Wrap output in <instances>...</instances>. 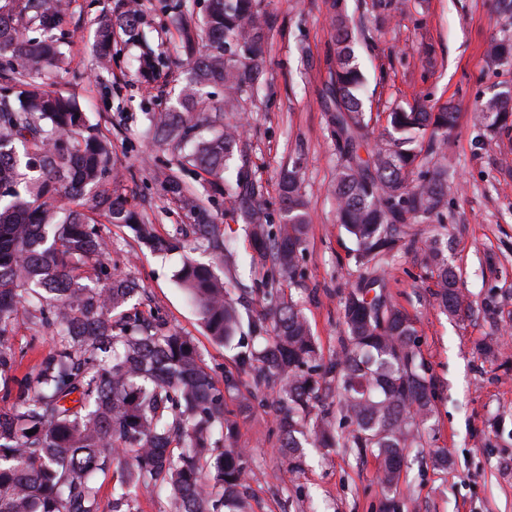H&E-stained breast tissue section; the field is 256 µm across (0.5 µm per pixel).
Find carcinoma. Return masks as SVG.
<instances>
[{"mask_svg": "<svg viewBox=\"0 0 512 512\" xmlns=\"http://www.w3.org/2000/svg\"><path fill=\"white\" fill-rule=\"evenodd\" d=\"M342 4L330 0L336 69L328 98L340 159L336 212L356 242L359 272L343 301L344 354L320 364L304 316L280 297L272 275L263 281L269 313L248 320L259 344L237 354L236 372L224 375L221 390L188 337L129 307L140 284L101 261L112 246L103 235L107 224L128 227L157 252L180 248V240L158 236L153 222L112 187L118 182L112 140L87 121L78 95L55 88L54 78L71 73L60 51L71 0H0V512H102L99 482L106 480L109 512H136L140 487L165 492L169 512H247L245 454L224 447L234 431L224 419V392L239 390L242 373L256 386H277L289 471L299 469L297 435L307 431L318 447L370 452L381 462V485L397 484L404 452L432 413V378L412 318L391 304L374 268L410 248L404 227L446 209V171L423 169L422 154H445L457 116L451 105L436 112L397 107L388 114V139L362 159L363 75ZM167 15L181 37L188 80L180 107L148 113L154 139L172 155L158 175L162 190L192 220L199 246L221 259L222 217L184 181L191 169L205 173L214 193L251 226L250 264L269 261L291 280L308 232L299 170L281 175L282 224L274 232L259 186L240 174L233 182L224 177L240 140L237 128L224 126V105L192 121L204 89L221 87L234 101L258 82L275 17L261 0H203L197 15L190 0H178ZM141 20L139 0L99 16V72L112 69L119 28L137 37L144 48L140 73L153 76L162 57L139 31ZM511 115L512 95L504 93L484 105L481 121L493 134ZM447 246L436 229L425 250L439 304L453 314L463 296L444 256ZM178 281L209 334L230 344L242 319L224 282L190 258ZM21 319L52 344L36 371L18 380L11 375L17 354L6 336ZM327 377L336 387L330 403L321 398ZM333 409L351 426L347 434L334 436L325 426Z\"/></svg>", "mask_w": 512, "mask_h": 512, "instance_id": "cac0c4a2", "label": "carcinoma"}]
</instances>
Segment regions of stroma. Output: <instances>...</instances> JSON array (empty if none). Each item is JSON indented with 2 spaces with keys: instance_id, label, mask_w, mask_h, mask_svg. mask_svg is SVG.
<instances>
[{
  "instance_id": "obj_1",
  "label": "stroma",
  "mask_w": 512,
  "mask_h": 512,
  "mask_svg": "<svg viewBox=\"0 0 512 512\" xmlns=\"http://www.w3.org/2000/svg\"><path fill=\"white\" fill-rule=\"evenodd\" d=\"M117 0H73L65 50L79 79L59 75V89L76 93L90 122L112 140L117 187L149 216L161 237L189 221L162 191L157 175L169 158L165 146L147 135V114L175 104L185 75L179 34L167 25L161 0H143L142 30L168 65L143 79L134 59L138 43L117 32L112 71L95 69L96 21ZM355 26V56L364 77L370 118L361 154L386 139L388 114L423 102L436 109L452 104L457 122L448 134V207L438 218L454 238L448 262L470 306L449 314L422 252L429 228L413 224V248L387 256L377 272L390 301L415 322L419 349L433 380V415L422 445L406 456L397 487L379 483V464L368 453L345 448L304 450L298 472L289 473L279 452L275 394L230 393L224 416L235 428V445L249 465L245 495L250 512H512V127L487 135L481 106L512 87V64L491 61L489 51L512 38V0H344ZM278 16L268 37L264 74L257 88L224 110L241 124L242 150L228 162V177L247 171L262 190L272 223H279V181L298 167L308 213V234L297 283L284 297L301 310L323 363L343 350V296L356 278L354 240L336 217L334 186L338 153L329 108L322 94L333 72L334 37L324 0H263ZM112 86L104 103L102 83ZM222 212L232 259L218 265L242 313L260 315L267 304L264 268H250V228L238 223L225 198ZM108 263L144 289L139 309L163 317L189 336L216 384L234 365L236 351L206 333L196 308L177 282L186 258L209 262L203 249L184 237L181 249L156 253L141 247L127 228L109 225ZM18 354L17 375L38 364L49 336L19 322L9 338Z\"/></svg>"
}]
</instances>
